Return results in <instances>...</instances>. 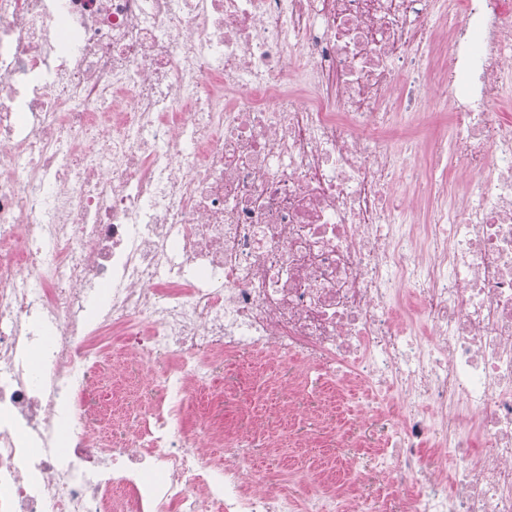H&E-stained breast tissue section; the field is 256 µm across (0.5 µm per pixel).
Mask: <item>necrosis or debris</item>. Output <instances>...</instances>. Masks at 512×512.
Masks as SVG:
<instances>
[{
    "label": "necrosis or debris",
    "instance_id": "obj_1",
    "mask_svg": "<svg viewBox=\"0 0 512 512\" xmlns=\"http://www.w3.org/2000/svg\"><path fill=\"white\" fill-rule=\"evenodd\" d=\"M509 90L512 0H0V512H512ZM252 387L253 377L247 381L246 389L242 393L238 392L236 395L228 393L224 402V419L226 423L234 424L242 416L246 417L242 409L248 407L250 401L259 402L267 397L269 388L265 390V386L261 385V383H257L254 389ZM256 470L264 472L270 468L288 469L293 477H296L303 467V460L295 448H288L287 455H272L265 448H253ZM373 448H330L325 456L333 460L337 457L355 456L357 468L369 476V482L366 484V490L374 488L382 479V473L376 466V460L372 452Z\"/></svg>",
    "mask_w": 512,
    "mask_h": 512
}]
</instances>
